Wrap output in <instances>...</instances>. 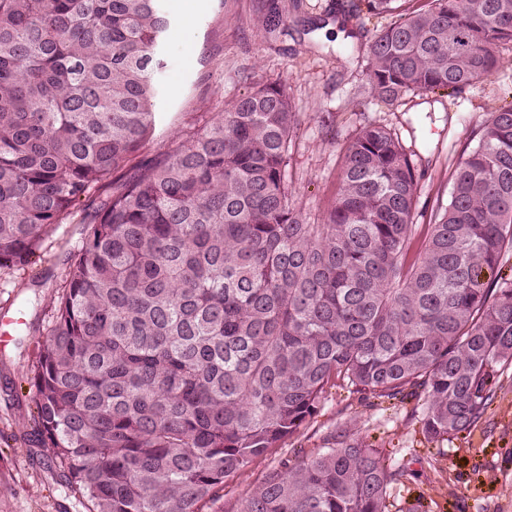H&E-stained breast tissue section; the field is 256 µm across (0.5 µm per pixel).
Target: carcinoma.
Instances as JSON below:
<instances>
[{
	"label": "carcinoma",
	"instance_id": "cac0c4a2",
	"mask_svg": "<svg viewBox=\"0 0 512 512\" xmlns=\"http://www.w3.org/2000/svg\"><path fill=\"white\" fill-rule=\"evenodd\" d=\"M160 0H0V271L76 203L30 380L42 447L88 512H388L413 474L341 419L241 500L217 489L300 432L328 389L413 396L422 433H470L512 364V105L489 113L415 248L422 173L369 124L321 224L285 168L300 115L259 84L132 163L156 126L171 26ZM365 0L391 21L366 81L392 104L487 79L512 0Z\"/></svg>",
	"mask_w": 512,
	"mask_h": 512
}]
</instances>
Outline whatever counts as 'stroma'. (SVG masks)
I'll return each instance as SVG.
<instances>
[{
	"mask_svg": "<svg viewBox=\"0 0 512 512\" xmlns=\"http://www.w3.org/2000/svg\"><path fill=\"white\" fill-rule=\"evenodd\" d=\"M262 0H161L171 16L159 76L156 129L140 151L148 158L176 147L199 115L229 108L252 87L281 81L300 114L289 147L291 197L307 223H320L338 188L344 150L368 124L386 127L413 156L423 177L413 221L432 223L447 204L452 174L471 148L470 134L487 113L512 101V43L499 45V64L483 83L457 96L440 90L410 93L388 107L366 88L363 31L379 18L337 13L351 0H276L280 22L274 33L256 20ZM68 225L41 243L31 263L0 272V512H78L57 482L55 467L41 448L33 422L27 378L49 310L47 302L65 278L58 261ZM502 386L481 425L446 443L427 442L410 414L413 397L361 401L330 388L320 412L282 450L256 460L229 482L235 500L268 469L321 447L340 413L351 428L385 452L389 466L408 465L413 475L393 486L390 512L414 505L418 512H512V365L499 372Z\"/></svg>",
	"mask_w": 512,
	"mask_h": 512,
	"instance_id": "35a3bbf8",
	"label": "stroma"
}]
</instances>
